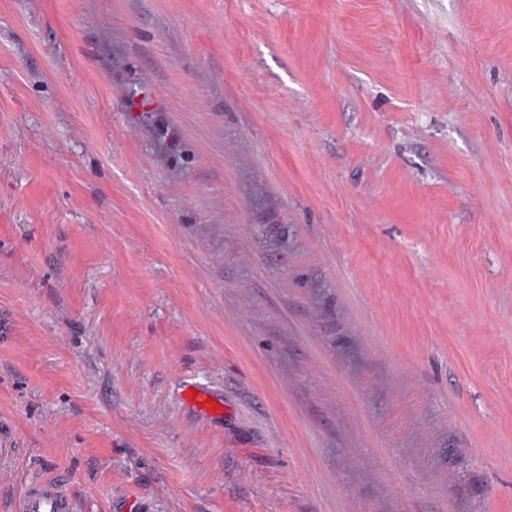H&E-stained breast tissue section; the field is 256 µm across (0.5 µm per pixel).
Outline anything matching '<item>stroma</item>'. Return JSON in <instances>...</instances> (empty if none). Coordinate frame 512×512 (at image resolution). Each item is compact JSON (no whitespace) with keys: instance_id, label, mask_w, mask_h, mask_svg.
<instances>
[{"instance_id":"35a3bbf8","label":"stroma","mask_w":512,"mask_h":512,"mask_svg":"<svg viewBox=\"0 0 512 512\" xmlns=\"http://www.w3.org/2000/svg\"><path fill=\"white\" fill-rule=\"evenodd\" d=\"M4 423L0 512H512V0H0ZM190 390H195L196 396L192 397ZM182 391L184 392V401L194 411L209 415L210 417H220L221 407L224 405L222 400L215 399L213 392L204 386H201L195 382H185ZM208 398H212L215 405H218L216 411H213V407L207 405ZM11 431L4 430L0 440V472L2 474L13 471L16 461L20 455V449L14 445ZM10 512H72L73 504L57 477H31L22 491L11 499Z\"/></svg>"}]
</instances>
